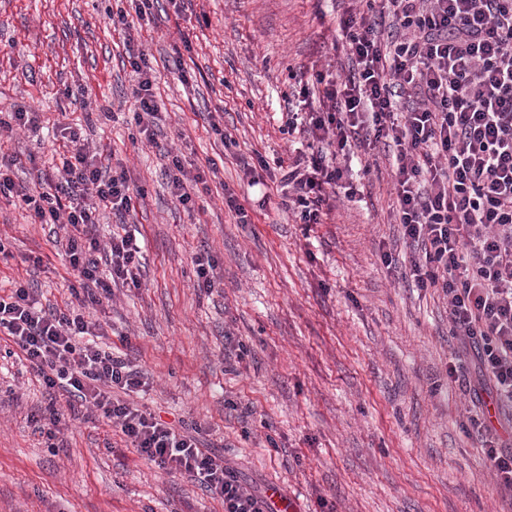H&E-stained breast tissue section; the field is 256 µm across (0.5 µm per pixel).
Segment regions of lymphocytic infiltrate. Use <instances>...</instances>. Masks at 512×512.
I'll return each instance as SVG.
<instances>
[{
    "label": "lymphocytic infiltrate",
    "mask_w": 512,
    "mask_h": 512,
    "mask_svg": "<svg viewBox=\"0 0 512 512\" xmlns=\"http://www.w3.org/2000/svg\"><path fill=\"white\" fill-rule=\"evenodd\" d=\"M157 0H128L109 12L124 35L138 76L132 120L154 141L159 106L154 67L139 46V23ZM365 12L337 21L349 74H312L300 94L318 104L292 113L289 131L316 148L296 156L279 180L285 210L303 224L321 223L327 187L354 197L348 179L353 148L392 151L399 222L414 256L417 287L448 299L449 333L459 349L449 378L474 354L495 404L512 403V0H365ZM391 18L392 32L382 29ZM417 94L420 102L403 105ZM56 176L15 180L16 158L0 156V200L21 203L34 224L64 230L60 246L74 280L65 307H43L24 282L0 295V341L15 346L44 387L87 405L120 429L133 450L160 470L188 474L224 512H277L271 496L244 485L224 459L201 443L200 425L174 429L136 395L146 383L114 347L91 309L116 285L139 286L141 247L123 226L141 189L122 164L92 147L72 127L62 132ZM111 213L118 232L101 241L97 227ZM498 485L512 493V449L482 417H470Z\"/></svg>",
    "instance_id": "f902f5d3"
}]
</instances>
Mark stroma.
I'll return each instance as SVG.
<instances>
[{
  "instance_id": "obj_1",
  "label": "stroma",
  "mask_w": 512,
  "mask_h": 512,
  "mask_svg": "<svg viewBox=\"0 0 512 512\" xmlns=\"http://www.w3.org/2000/svg\"><path fill=\"white\" fill-rule=\"evenodd\" d=\"M113 5L0 0V110L40 114L0 152L19 157L17 180L54 174L70 126L143 187L127 218L145 241L141 285L115 288L95 312L106 343L129 338L149 381L140 404L201 424L204 446L245 484L280 488L299 512L321 496L335 512H512L467 429L474 386L447 373L448 300L408 276L390 152L357 149L355 198L337 195L310 226L242 169L260 158L276 179L279 161L307 152V136L288 130L287 98L313 71L348 72L333 43L353 0H187L180 13L160 0L141 31L161 115L153 145L130 123L138 77L106 16ZM211 112L223 113V135ZM172 153L207 177L189 210L168 187ZM228 190L249 223L225 205ZM0 241L11 252L0 295L21 280L43 306L70 302L49 225L2 203ZM203 249L221 273L209 294L192 263ZM48 403L28 362L0 351V512H224L83 406L61 404L65 424L47 439L35 420Z\"/></svg>"
}]
</instances>
